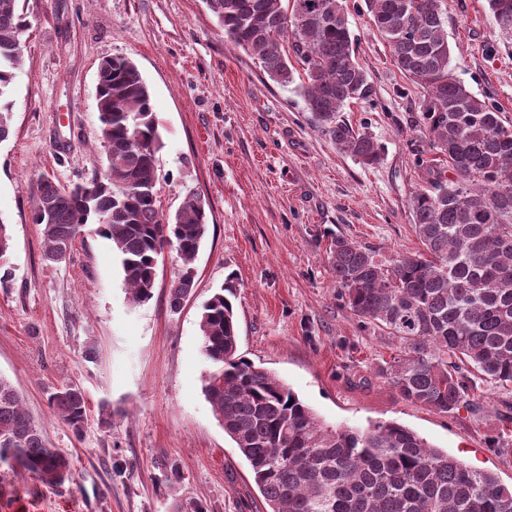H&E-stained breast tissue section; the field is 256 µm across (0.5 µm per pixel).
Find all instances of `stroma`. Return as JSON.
<instances>
[{
	"mask_svg": "<svg viewBox=\"0 0 512 512\" xmlns=\"http://www.w3.org/2000/svg\"><path fill=\"white\" fill-rule=\"evenodd\" d=\"M350 29L370 87L343 117L382 148L367 167L315 126L302 96L273 83L224 35L204 0H19L31 27L13 83L12 131L0 142V221L11 237L0 287V376L12 382L72 482L49 486L0 466V512H266L247 460L202 391L210 364L201 305L236 290L238 353L290 387L333 427L401 424L512 486V386L479 379L451 414L401 399L385 372L395 338L354 316L329 270L339 235L388 261L420 250L410 198L436 156L421 97L393 64L365 0H348ZM450 69L512 122V41L488 0H444ZM132 59L160 122V208L187 194L208 230L180 311L169 292L183 270L167 253L152 299L132 304L111 241L86 226L69 258L44 259L31 188L67 187L101 163L102 61ZM81 388L87 422L74 433L50 396ZM179 481L166 480L171 469Z\"/></svg>",
	"mask_w": 512,
	"mask_h": 512,
	"instance_id": "1",
	"label": "stroma"
}]
</instances>
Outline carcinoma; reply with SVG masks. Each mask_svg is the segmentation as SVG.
Instances as JSON below:
<instances>
[{"mask_svg":"<svg viewBox=\"0 0 512 512\" xmlns=\"http://www.w3.org/2000/svg\"><path fill=\"white\" fill-rule=\"evenodd\" d=\"M225 36L266 75L297 90L314 124L365 166L379 163L373 137L347 122V103L368 97L345 0H204ZM442 0H368L393 64L420 89L423 126L443 154L429 187L410 200L423 251L392 262L343 236L329 268L354 316L387 330L404 349L387 369L397 395L437 413L469 402L476 376L512 385V125L474 96L449 68ZM512 38V0H488ZM28 28L17 0H0V142L11 133L10 95ZM102 168L64 188L49 178L33 188V222L43 226L44 258L66 260L88 224L112 242L132 302L153 297L164 247L182 261L169 305L190 294L207 232L206 212L188 194L173 217L158 197L162 146L151 94L137 65L114 56L99 68ZM110 216L107 223L101 216ZM232 287L202 308L199 329L211 364L204 394L224 433L249 463L267 512H512V487L463 463L395 422L330 427L275 375L238 354ZM55 416L79 433L83 391L51 396ZM0 464L42 482L72 480L69 457L48 446L14 386L0 377Z\"/></svg>","mask_w":512,"mask_h":512,"instance_id":"cac0c4a2","label":"carcinoma"}]
</instances>
